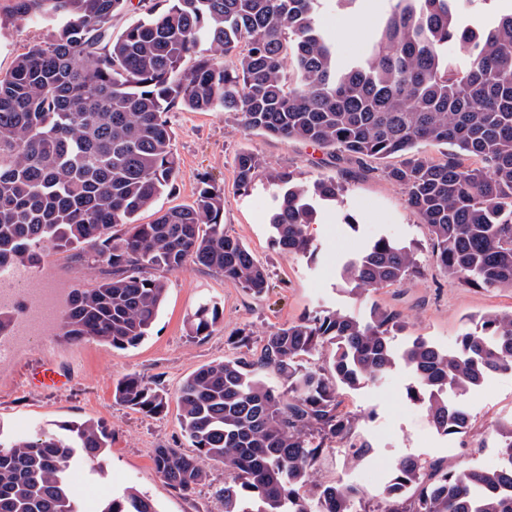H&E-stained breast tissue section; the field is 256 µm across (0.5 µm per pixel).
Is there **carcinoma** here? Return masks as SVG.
<instances>
[{"label": "carcinoma", "instance_id": "obj_1", "mask_svg": "<svg viewBox=\"0 0 512 512\" xmlns=\"http://www.w3.org/2000/svg\"><path fill=\"white\" fill-rule=\"evenodd\" d=\"M319 2L173 0L114 37L112 21L144 0H10V19L51 31L0 78V275L38 267L53 252L108 268L93 287L66 291L56 336L140 345L165 302L166 275L190 264L257 297L269 288L267 266L224 233V190L208 177L191 203L136 223L177 178L166 116L178 106L228 112L247 129L329 149L362 169L404 157L385 175L427 226L448 280L512 288V12L476 28L464 21L461 0H389L368 56L341 62L317 27ZM453 40L467 49L462 67L446 53ZM440 145L448 148L442 157L427 155ZM263 171L259 155L237 154L238 188ZM267 179L278 189L274 241L291 254L312 253L308 225L342 185L302 184L289 171ZM418 274L414 248L381 238L341 278L362 300ZM221 315L215 304L200 307L192 334H209ZM403 329L399 312L375 303L366 320L328 311L280 327L258 352L239 333L237 357L181 384L179 423L195 453L155 449L156 473L189 495L207 481V465L224 466L216 490L223 512H512V495L478 493L512 488V469L401 459L372 508L357 488L312 479L328 443L346 441L354 457L368 448L353 437L356 418L340 409V388L378 380L401 361L418 380L411 399L438 431L455 435L471 418L448 402V389L466 392L512 372V311L480 316L453 351L415 336L398 355L392 341ZM327 344L332 358L320 364ZM265 370L282 388L260 378ZM114 399L148 415L169 404L135 375ZM110 447L111 433L95 421L0 436V512H86L71 472L81 463L102 470ZM97 512L158 510L126 490Z\"/></svg>", "mask_w": 512, "mask_h": 512}]
</instances>
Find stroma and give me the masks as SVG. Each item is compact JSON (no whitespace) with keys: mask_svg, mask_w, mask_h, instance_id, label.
I'll return each mask as SVG.
<instances>
[{"mask_svg":"<svg viewBox=\"0 0 512 512\" xmlns=\"http://www.w3.org/2000/svg\"><path fill=\"white\" fill-rule=\"evenodd\" d=\"M387 7V0H357L353 8L340 10L334 0H322L317 24L340 57L360 58L367 54L373 26ZM48 31L47 25L36 22L0 23V77L11 71L18 54L42 41ZM167 120L179 173L171 194L160 197L157 208L191 203L200 178H213L224 190V231L267 265V294L254 299L240 285L189 265L169 274L166 302L138 347L115 350L94 341L70 345L51 332L32 337L16 357L0 364V435L56 433L74 421L101 422L112 433V450L104 473L75 469L72 482L79 497L103 502L132 488L149 495L159 512H220L215 491L224 485L223 466H212L206 483L189 495L165 484L155 472V448L192 450L180 428L178 409L172 404L164 414L150 416L117 404L113 392L122 379L139 376L172 396L199 367L237 355L229 339L234 331L251 333L257 350L268 333L305 315L326 310L364 318L375 303L402 316L405 328L393 339L395 352H402L414 336L451 350L471 319L488 311L512 310V290L453 284L436 268L426 227L408 206L403 190L385 175L387 168L400 164V157L374 161L367 171L336 164L319 147L246 129L221 112L176 108ZM242 150L262 157L268 170L293 172L301 182L333 177L345 186L342 202L322 209L308 227L313 254L292 255L275 243L270 220L276 189L262 176L249 190L237 187L234 157ZM381 236L414 246L422 273L404 287L384 288L369 299L355 300L341 269ZM209 299L223 311L220 325L210 335H190L193 313ZM46 364L63 373L66 384H30V377ZM415 385L412 372L400 364L386 379L344 389V406L356 416L355 434L369 449L356 459L344 446L331 445L314 464V480L353 485L374 499L402 458L451 467H497L495 428L512 419V374L489 376L461 395L449 392V399L471 416V429L461 435L437 431L426 408L409 396Z\"/></svg>","mask_w":512,"mask_h":512,"instance_id":"obj_1","label":"stroma"}]
</instances>
